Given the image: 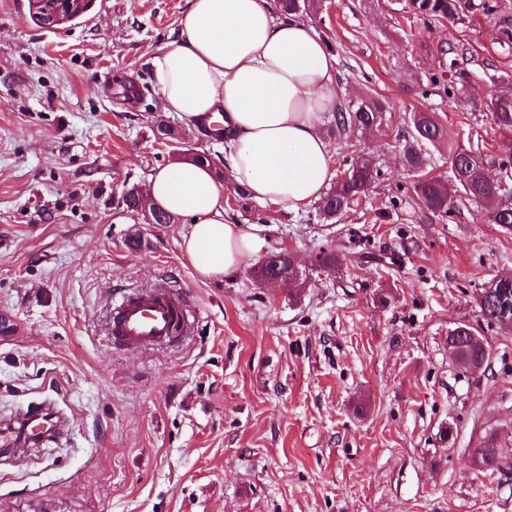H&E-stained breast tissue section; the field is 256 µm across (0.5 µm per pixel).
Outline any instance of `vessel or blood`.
<instances>
[{"mask_svg":"<svg viewBox=\"0 0 512 512\" xmlns=\"http://www.w3.org/2000/svg\"><path fill=\"white\" fill-rule=\"evenodd\" d=\"M187 327V307L182 296L173 289L157 287L123 294L113 304L107 342L117 348H151L174 342ZM44 415L41 406L17 414L16 421L28 441L38 443L46 437Z\"/></svg>","mask_w":512,"mask_h":512,"instance_id":"obj_1","label":"vessel or blood"}]
</instances>
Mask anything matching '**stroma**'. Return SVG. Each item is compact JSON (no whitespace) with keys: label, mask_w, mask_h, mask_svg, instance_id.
Wrapping results in <instances>:
<instances>
[{"label":"stroma","mask_w":512,"mask_h":512,"mask_svg":"<svg viewBox=\"0 0 512 512\" xmlns=\"http://www.w3.org/2000/svg\"><path fill=\"white\" fill-rule=\"evenodd\" d=\"M404 3L322 0L310 17L342 100L384 105L383 125L330 142L335 174L352 150L373 158L369 191L331 220L224 197L232 222L293 253L300 287L250 264L201 280L183 219L150 224L120 202L179 150L224 168L223 145L151 89L187 0H90L52 29L30 0H0V315L16 325L0 332V423L43 402L63 422L0 446V512H512V475L480 472L473 453L512 432V327L478 311L512 275V229L467 201L428 210L401 150L428 112L492 175L512 165V132L485 105L512 92V44L496 14L426 22ZM460 71L468 88L449 84ZM323 250L336 265L318 266ZM160 283L194 310L191 334L107 346L110 302ZM458 323L491 350L483 368L450 356Z\"/></svg>","instance_id":"1"}]
</instances>
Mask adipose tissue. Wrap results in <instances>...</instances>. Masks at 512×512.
<instances>
[{
  "label": "adipose tissue",
  "instance_id": "ef3b65f1",
  "mask_svg": "<svg viewBox=\"0 0 512 512\" xmlns=\"http://www.w3.org/2000/svg\"><path fill=\"white\" fill-rule=\"evenodd\" d=\"M274 0H188L173 39L153 56L163 111L194 125L225 114L227 177L177 161L150 174L148 202L184 218L180 248L212 280L259 258L266 242L224 212L229 188L293 212L322 198L334 176L322 129L339 106L336 59L311 22Z\"/></svg>",
  "mask_w": 512,
  "mask_h": 512
}]
</instances>
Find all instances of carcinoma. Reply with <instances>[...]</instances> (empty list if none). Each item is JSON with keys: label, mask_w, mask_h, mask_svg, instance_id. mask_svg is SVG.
<instances>
[{"label": "carcinoma", "mask_w": 512, "mask_h": 512, "mask_svg": "<svg viewBox=\"0 0 512 512\" xmlns=\"http://www.w3.org/2000/svg\"><path fill=\"white\" fill-rule=\"evenodd\" d=\"M275 7L285 13H312L321 8L320 0H276ZM405 8L414 17L423 20L453 19L459 15L461 0H406ZM493 125L501 130L512 131V96L492 101L488 104ZM384 106L379 100L371 97H361L356 102H350L341 107L334 116V131L338 139L343 141L355 132H366L381 124ZM444 146L448 149L450 165L456 186L464 193V199L476 205L496 204L488 211L487 219L492 224L512 227V206L502 204L499 199L512 194V172L508 166L501 165V175L491 181L486 175L485 162L482 154L472 149H466L455 142L448 129L437 119L423 112L414 114L411 140L404 145L403 157L410 170L417 173L413 183L414 194L426 207L433 212L448 211L454 207L453 196L448 189V181L439 175H433L426 170L427 160L423 152L426 145ZM378 171L374 169L371 157L356 153L345 170L344 176L336 182L333 188L321 199L319 211L324 218H333L344 211L351 203L367 192ZM144 193L138 186H131L121 196V202L128 210H139ZM287 275L291 279L299 276L291 256L277 251L266 257L255 271L258 279ZM489 287L495 289L493 301L478 302L480 316L489 320L486 309L493 302L505 301L512 306V281L489 282ZM448 335L454 337L457 352L464 360L477 361L484 356V346L475 339L474 328L460 323L448 330ZM499 435L495 432L483 436L474 455L480 470L492 474L512 473V451L493 450Z\"/></svg>", "instance_id": "obj_1"}]
</instances>
